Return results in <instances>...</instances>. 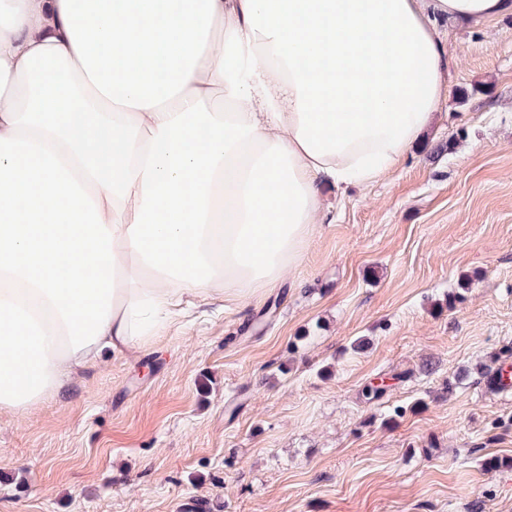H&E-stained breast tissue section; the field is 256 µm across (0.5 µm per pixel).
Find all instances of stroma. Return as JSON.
<instances>
[{
    "mask_svg": "<svg viewBox=\"0 0 512 512\" xmlns=\"http://www.w3.org/2000/svg\"><path fill=\"white\" fill-rule=\"evenodd\" d=\"M449 33L425 148L324 187L283 283L0 413V512H512V391L478 374L512 350V14Z\"/></svg>",
    "mask_w": 512,
    "mask_h": 512,
    "instance_id": "1",
    "label": "stroma"
}]
</instances>
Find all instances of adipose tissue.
I'll return each mask as SVG.
<instances>
[{"label":"adipose tissue","mask_w":512,"mask_h":512,"mask_svg":"<svg viewBox=\"0 0 512 512\" xmlns=\"http://www.w3.org/2000/svg\"><path fill=\"white\" fill-rule=\"evenodd\" d=\"M512 0H0V412L283 282Z\"/></svg>","instance_id":"adipose-tissue-1"}]
</instances>
